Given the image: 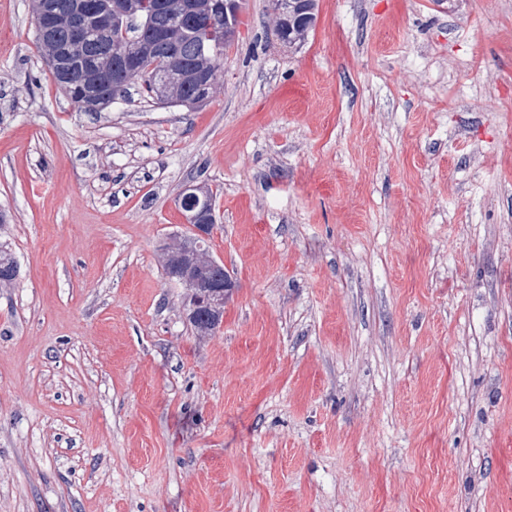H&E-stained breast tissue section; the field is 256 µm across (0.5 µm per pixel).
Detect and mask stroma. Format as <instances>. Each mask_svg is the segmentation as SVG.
I'll return each instance as SVG.
<instances>
[{
	"mask_svg": "<svg viewBox=\"0 0 512 512\" xmlns=\"http://www.w3.org/2000/svg\"><path fill=\"white\" fill-rule=\"evenodd\" d=\"M0 0V512H512V0H241L205 104L99 112ZM213 191L197 335L162 249ZM304 3H298V2ZM316 0H272L271 9L274 17V30H281L287 24L288 19L294 15V10L303 9L309 15L310 22L294 24L291 32L288 31V38L282 44L289 49H298L301 47L316 21Z\"/></svg>",
	"mask_w": 512,
	"mask_h": 512,
	"instance_id": "35a3bbf8",
	"label": "stroma"
}]
</instances>
